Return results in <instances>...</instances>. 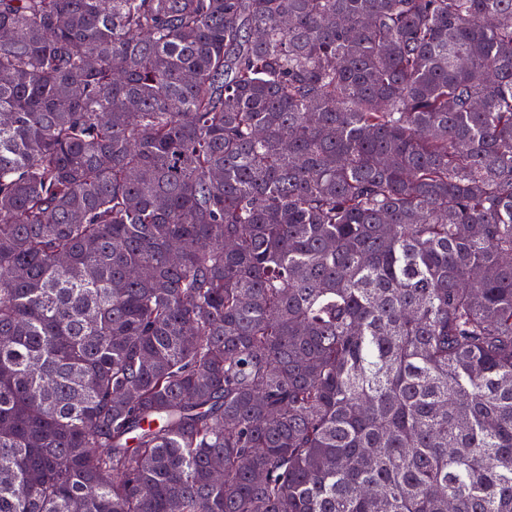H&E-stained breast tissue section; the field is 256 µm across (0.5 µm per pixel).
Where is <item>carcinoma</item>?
I'll return each instance as SVG.
<instances>
[{
    "instance_id": "1",
    "label": "carcinoma",
    "mask_w": 512,
    "mask_h": 512,
    "mask_svg": "<svg viewBox=\"0 0 512 512\" xmlns=\"http://www.w3.org/2000/svg\"><path fill=\"white\" fill-rule=\"evenodd\" d=\"M1 32L0 512H512V0Z\"/></svg>"
}]
</instances>
